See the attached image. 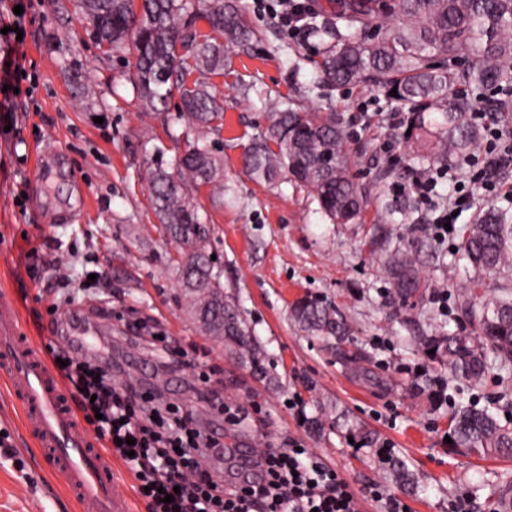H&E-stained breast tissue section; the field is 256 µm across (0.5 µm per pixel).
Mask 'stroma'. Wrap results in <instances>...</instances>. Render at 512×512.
<instances>
[{"label":"stroma","mask_w":512,"mask_h":512,"mask_svg":"<svg viewBox=\"0 0 512 512\" xmlns=\"http://www.w3.org/2000/svg\"><path fill=\"white\" fill-rule=\"evenodd\" d=\"M276 3L237 0L256 37L210 78L224 95V127L215 137L224 199L213 201L207 187L193 192L215 228L224 284L267 353V377L253 375L190 317L173 267L177 247L161 230L145 179L150 162L173 165L182 148L134 91V55H102L76 0H0V57L17 45L25 54L13 109L0 112V291L40 348L59 344L65 314L82 309L91 343L109 351L117 384L192 410L198 428L221 434L225 447L302 441L349 480L360 512H383L367 494L375 484L400 494L410 512H448L459 497L461 512H493L495 489L512 478V458L468 455L445 438L458 399L494 402L511 415L512 375L494 370L481 388H471L449 380L421 342L440 325L471 331L456 313L441 314L435 298L465 279L453 263L458 239L432 237L429 205L401 190L419 171L413 156L428 145L408 136L407 122L389 121L399 102L319 83L318 38L278 26ZM271 99L342 117L351 171L369 199L359 223H332L288 175L269 185L244 168L245 147L270 125ZM46 150L63 155L65 176L45 189L36 160ZM51 196L66 208L62 221L46 215ZM404 204L407 214L386 211ZM378 224L395 237L427 239L424 272L432 291L405 317L395 312L374 253ZM306 295L336 307L350 329L344 344L309 335L292 320V304ZM158 335L185 348L189 364H162ZM442 379L444 404L432 396ZM19 405L0 396V512H77L72 494L45 474L44 455L18 420ZM227 405L238 409V420H228ZM315 418L321 429L310 428ZM366 431L374 443H364ZM384 447L417 474V491L398 490L377 454Z\"/></svg>","instance_id":"stroma-1"}]
</instances>
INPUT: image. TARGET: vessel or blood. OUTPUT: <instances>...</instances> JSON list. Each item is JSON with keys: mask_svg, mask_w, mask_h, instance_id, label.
I'll return each mask as SVG.
<instances>
[{"mask_svg": "<svg viewBox=\"0 0 512 512\" xmlns=\"http://www.w3.org/2000/svg\"><path fill=\"white\" fill-rule=\"evenodd\" d=\"M0 386L21 396V424L37 448L51 451L50 473L74 491L78 512H130L112 477V461L78 424L65 391L40 350L21 334L14 304L0 297Z\"/></svg>", "mask_w": 512, "mask_h": 512, "instance_id": "obj_1", "label": "vessel or blood"}]
</instances>
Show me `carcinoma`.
I'll return each mask as SVG.
<instances>
[{
    "label": "carcinoma",
    "instance_id": "cac0c4a2",
    "mask_svg": "<svg viewBox=\"0 0 512 512\" xmlns=\"http://www.w3.org/2000/svg\"><path fill=\"white\" fill-rule=\"evenodd\" d=\"M204 2L206 9L198 15L189 0H78L92 39L107 48L106 54L135 47L131 83L146 111L166 123L172 90L180 94L179 120L197 137L176 158L177 172L159 162L147 168L152 206L164 232L180 248L178 272L196 324L263 377V346L215 271L213 227L188 194L190 183L211 186L214 198L224 192L222 159L210 138L223 126L224 102L207 77L224 73L231 49L248 46L254 37L234 0ZM331 9L338 32L322 42L320 82L371 86L386 96L397 90L395 101L413 114L416 136L435 138L433 150L417 156L423 167H446L449 157L477 144L480 132L468 119L470 102L456 87L512 90V0H333ZM199 16L210 33L198 32ZM190 71L198 72V78L189 84L185 76ZM272 106L266 139L247 148L244 168L266 183L276 182L286 169L334 223L358 222L367 197L351 174L339 115L283 109L278 101ZM435 112L442 122L431 117ZM375 246L384 254L401 309L423 298L431 287L421 273L424 241L405 243L382 230ZM455 256L464 261L469 277L455 292L454 306L477 335L440 329L422 342L435 350L449 376L478 386L492 369L488 349L499 371H512V288L487 283L512 270V216L493 208L478 214L463 230ZM292 317L314 336L342 341L348 335L336 308L318 299L298 300ZM449 433L458 448L482 456H512V424L502 423L493 406L457 404ZM389 464L397 485L417 488L405 463ZM495 503L494 512H512L511 480L495 492Z\"/></svg>",
    "mask_w": 512,
    "mask_h": 512
}]
</instances>
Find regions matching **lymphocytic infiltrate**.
I'll return each instance as SVG.
<instances>
[{
  "label": "lymphocytic infiltrate",
  "mask_w": 512,
  "mask_h": 512,
  "mask_svg": "<svg viewBox=\"0 0 512 512\" xmlns=\"http://www.w3.org/2000/svg\"><path fill=\"white\" fill-rule=\"evenodd\" d=\"M50 354L63 360L59 374L78 391L85 420L144 488L152 512H359L344 476L291 445L262 451V484L225 487L198 460L201 449L220 447L218 438L168 416L165 407L138 405L135 390L113 385L99 360L61 348ZM167 493L173 502H164Z\"/></svg>",
  "instance_id": "1"
}]
</instances>
